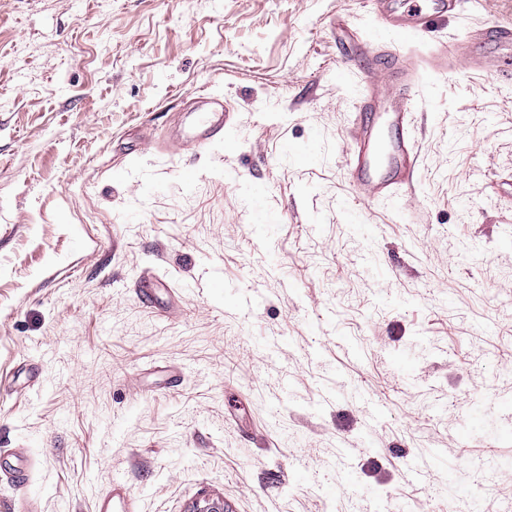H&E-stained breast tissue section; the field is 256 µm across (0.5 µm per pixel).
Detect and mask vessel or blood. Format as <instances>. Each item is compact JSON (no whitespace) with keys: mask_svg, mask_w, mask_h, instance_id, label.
Instances as JSON below:
<instances>
[{"mask_svg":"<svg viewBox=\"0 0 512 512\" xmlns=\"http://www.w3.org/2000/svg\"><path fill=\"white\" fill-rule=\"evenodd\" d=\"M409 7L397 11L388 4L379 7V25L370 37L354 47L352 55L368 62L370 71L388 76L376 85L373 97L366 99L355 127L350 149V177L371 201L399 204L402 194L414 190L418 174V154L408 135L409 114L404 102L412 95L419 78L410 59L385 52V43L408 41L423 36L432 16L454 12L459 0H407ZM482 45L499 60L497 76L512 80V26L483 30ZM192 127L174 141V149L220 138L230 116L226 113L194 108ZM440 449H429L404 463V475L421 480L437 461ZM100 512H133L132 496L126 484L113 480L110 495L99 503Z\"/></svg>","mask_w":512,"mask_h":512,"instance_id":"obj_1","label":"vessel or blood"}]
</instances>
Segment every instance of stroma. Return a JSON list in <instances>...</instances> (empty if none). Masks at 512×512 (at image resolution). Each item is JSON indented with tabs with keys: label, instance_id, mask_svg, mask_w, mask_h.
Listing matches in <instances>:
<instances>
[{
	"label": "stroma",
	"instance_id": "obj_1",
	"mask_svg": "<svg viewBox=\"0 0 512 512\" xmlns=\"http://www.w3.org/2000/svg\"><path fill=\"white\" fill-rule=\"evenodd\" d=\"M376 24L372 0H0V465L28 470L0 512H99L116 478L138 512H448L444 468L401 473L427 448L464 484L496 462L459 512L512 497V427L467 426L512 416V81L426 66L512 0L392 44L420 69L400 206L349 184L372 81L343 51ZM202 100L231 126L170 150Z\"/></svg>",
	"mask_w": 512,
	"mask_h": 512
}]
</instances>
